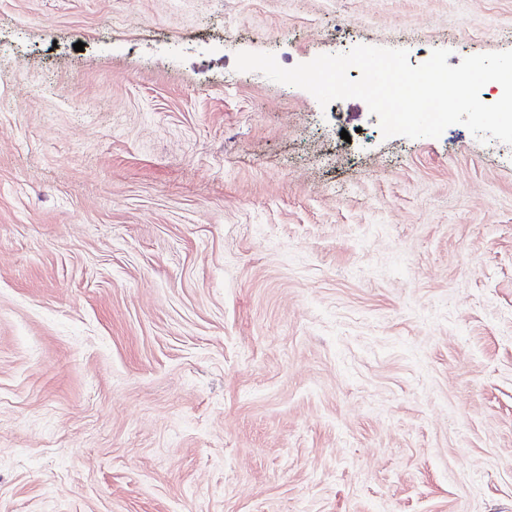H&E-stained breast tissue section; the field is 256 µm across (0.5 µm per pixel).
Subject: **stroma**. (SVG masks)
Here are the masks:
<instances>
[{
  "mask_svg": "<svg viewBox=\"0 0 512 512\" xmlns=\"http://www.w3.org/2000/svg\"><path fill=\"white\" fill-rule=\"evenodd\" d=\"M358 45L512 0H0V512H512V145L235 68Z\"/></svg>",
  "mask_w": 512,
  "mask_h": 512,
  "instance_id": "obj_1",
  "label": "stroma"
}]
</instances>
